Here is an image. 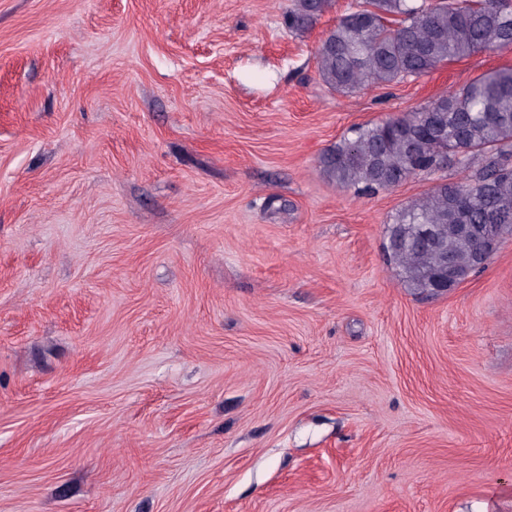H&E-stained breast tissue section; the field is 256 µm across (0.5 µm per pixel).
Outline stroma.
I'll return each instance as SVG.
<instances>
[{
  "label": "stroma",
  "instance_id": "1",
  "mask_svg": "<svg viewBox=\"0 0 512 512\" xmlns=\"http://www.w3.org/2000/svg\"><path fill=\"white\" fill-rule=\"evenodd\" d=\"M292 0H0V512H512V233L408 288L319 159L512 66L351 94Z\"/></svg>",
  "mask_w": 512,
  "mask_h": 512
}]
</instances>
